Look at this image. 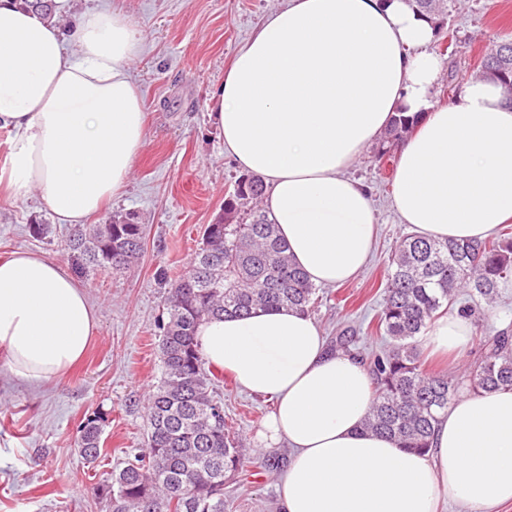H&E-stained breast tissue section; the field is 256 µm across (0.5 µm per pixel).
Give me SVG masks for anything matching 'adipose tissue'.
Masks as SVG:
<instances>
[{
  "mask_svg": "<svg viewBox=\"0 0 512 512\" xmlns=\"http://www.w3.org/2000/svg\"><path fill=\"white\" fill-rule=\"evenodd\" d=\"M434 38L410 0H287L213 93L225 150L263 179L264 207L313 284L348 282L368 259L376 214L348 171L399 109L423 115L397 150L391 201L402 223L426 238L475 241L512 222V107L481 77L434 106ZM143 47L142 32L109 5L78 13L66 33L19 0H0L11 194H38L74 226L121 192L146 137L128 72ZM98 327L63 265L40 252L0 257V352L16 378H64ZM470 337V319L453 313L423 343L445 355ZM197 339L213 369L273 402L259 436L264 448H290L280 512H438L445 498L492 512L512 502V390L463 393L418 453L364 429L368 371L330 350L311 316L280 307L212 318Z\"/></svg>",
  "mask_w": 512,
  "mask_h": 512,
  "instance_id": "1",
  "label": "adipose tissue"
}]
</instances>
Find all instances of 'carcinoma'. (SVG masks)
I'll list each match as a JSON object with an SVG mask.
<instances>
[{"label": "carcinoma", "mask_w": 512, "mask_h": 512, "mask_svg": "<svg viewBox=\"0 0 512 512\" xmlns=\"http://www.w3.org/2000/svg\"><path fill=\"white\" fill-rule=\"evenodd\" d=\"M512 40H503L481 62L485 78L498 82L512 102ZM418 117L398 111L373 147L391 155L411 134ZM260 178L242 176L224 199V223L206 226L189 269L168 282L167 321L159 324L162 376L146 404L147 450L97 487L109 512H226L224 486L245 464L244 449L231 436L217 393L219 376L196 341L202 320L245 315L258 307H289L311 313L319 289L296 267L277 227L261 207ZM140 224H80L69 247L76 272H116L142 252ZM385 303L375 332L388 344L375 351L356 347V330L344 328L330 348L359 359L375 385L364 426L387 434L402 448L425 452L433 426L461 390L512 389V334L484 337L483 354L460 377L430 375L423 368L422 334L440 316L472 309L463 293L492 305L512 288V227L476 242L426 240L407 235L395 247L386 270ZM102 418L80 428L77 448L98 457Z\"/></svg>", "instance_id": "cac0c4a2"}]
</instances>
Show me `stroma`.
Instances as JSON below:
<instances>
[{"label":"stroma","instance_id":"stroma-1","mask_svg":"<svg viewBox=\"0 0 512 512\" xmlns=\"http://www.w3.org/2000/svg\"><path fill=\"white\" fill-rule=\"evenodd\" d=\"M145 37L130 67L147 118V136L131 180L120 197L93 216L109 223L125 214L143 227L140 261L120 272L81 277L97 309L99 327L86 357L59 381L33 387L15 378L0 354V512H109L94 491L107 473L121 469L146 439V395L162 375L159 325L167 317L165 280L183 274L201 245L206 225L220 223L224 199L242 169L224 151L210 117L215 85L223 82L235 52L282 0H109ZM432 49L443 60L433 103H452L480 74L494 45L512 39V0H446L437 15ZM394 162L365 155L351 170L370 190L377 240L364 270L351 282L321 287L312 316L325 338L359 327L362 346H381L371 320L383 305L387 260L409 234L392 209ZM47 224L49 235L30 227ZM69 228L57 223L36 195L0 192V256L38 250L70 265ZM469 345L448 363L427 359L435 373L456 374L479 353L482 337L512 328V289L497 308L475 302ZM219 393L238 432L246 463L228 485L227 512H279L277 479L288 461L281 445L260 448L257 433L270 413L269 399L249 394L222 374ZM106 419L100 456L89 461L75 446L82 423Z\"/></svg>","mask_w":512,"mask_h":512}]
</instances>
